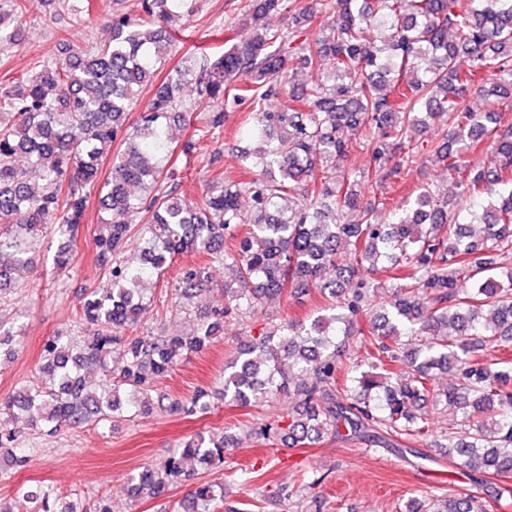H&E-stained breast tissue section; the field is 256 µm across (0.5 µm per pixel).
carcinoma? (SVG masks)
<instances>
[{
	"instance_id": "obj_1",
	"label": "carcinoma",
	"mask_w": 512,
	"mask_h": 512,
	"mask_svg": "<svg viewBox=\"0 0 512 512\" xmlns=\"http://www.w3.org/2000/svg\"><path fill=\"white\" fill-rule=\"evenodd\" d=\"M294 0H249L247 22L224 41L214 59L193 52L162 78L141 107L128 115L142 89L170 56L175 21L190 20L199 0H139L138 13H112L111 37L68 55L22 83L0 86V224L20 227L0 234V287L28 264V235L57 225L63 245L56 264L73 261L70 243L99 180L106 147L116 143L102 200L107 234L96 239L98 261L110 270L112 288L90 292L82 320L83 343L57 335L44 348L48 381L5 399L7 406L37 412L53 428L106 424L128 407L150 410L148 393L185 354L207 347L232 311L252 309L260 299L292 297L315 289L332 300V314L310 325L288 322L239 351L224 372V401L241 406L277 395H296L303 411L286 428L266 424L257 435L271 440L287 431L292 444L326 435L389 436L418 441L431 434L425 402L461 410L468 428L445 435L446 456L470 475L512 477V125L497 124L499 107H512V0H303L286 29L264 19ZM0 12V50L17 42L25 0H9ZM319 22V32L311 26ZM466 56L470 66L458 61ZM334 61L330 83L315 77ZM473 87L485 101L476 111L463 102ZM277 98L280 107L267 108ZM247 106L241 132L263 144L239 161L250 178L225 181L190 200L165 170L172 151V122L199 120L197 136L224 125V112ZM443 119V142H426L448 177L463 188L466 204L430 190L391 208L392 222H375L376 204L357 189L350 157L369 146L376 181L403 178L419 152L395 161L394 148L407 131ZM363 131L364 144L344 135ZM492 137L490 163L468 156ZM27 157L40 172L33 188L15 160ZM146 185L147 197L131 188ZM250 198L245 209L242 197ZM147 213L143 247L125 256L130 218ZM356 213L351 221L348 215ZM483 225L478 240L462 231ZM247 225L249 231L239 234ZM223 259L224 312L186 336H127L149 308L140 286L184 252ZM382 265L395 281L388 303H373L374 286L357 279V267ZM207 282L204 268L183 271L180 296L190 299ZM373 315L370 346L355 366L357 392L337 386L336 336L364 335L356 317ZM418 346L405 356L401 337ZM413 373L403 376L401 362ZM105 377L103 392L87 389L83 371ZM453 370L457 382L435 385L433 371ZM213 394L198 390L165 410L206 414ZM224 437L196 435L159 465L132 475L130 498L159 497L187 479L184 462L224 464ZM194 512H219L224 488L200 482L190 494ZM427 512H484L474 496L448 495Z\"/></svg>"
}]
</instances>
